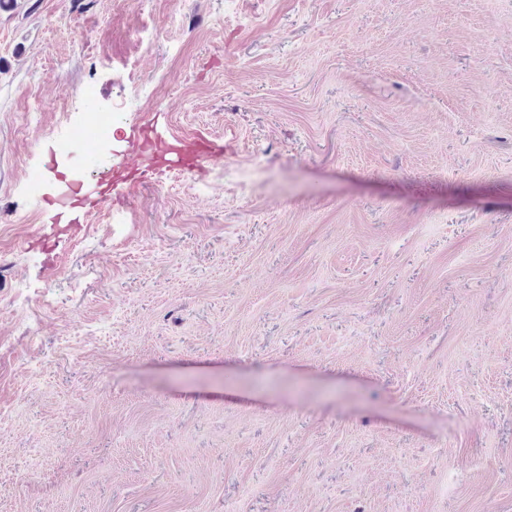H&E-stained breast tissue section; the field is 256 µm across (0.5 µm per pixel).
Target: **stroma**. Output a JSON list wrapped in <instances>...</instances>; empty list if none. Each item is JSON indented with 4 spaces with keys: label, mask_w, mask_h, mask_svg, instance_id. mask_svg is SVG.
<instances>
[{
    "label": "stroma",
    "mask_w": 512,
    "mask_h": 512,
    "mask_svg": "<svg viewBox=\"0 0 512 512\" xmlns=\"http://www.w3.org/2000/svg\"><path fill=\"white\" fill-rule=\"evenodd\" d=\"M92 110L200 134L81 217ZM0 512H512V0L0 9ZM117 116V112H85L81 120L71 126L67 134V140L62 144V147L67 151L73 152L77 145L89 142L92 144L93 149L97 148L101 138L106 134ZM90 132L95 133L94 141L87 139ZM161 152L164 156L161 167L182 174H190L203 164L224 158L221 147L199 135L169 134Z\"/></svg>",
    "instance_id": "1"
}]
</instances>
